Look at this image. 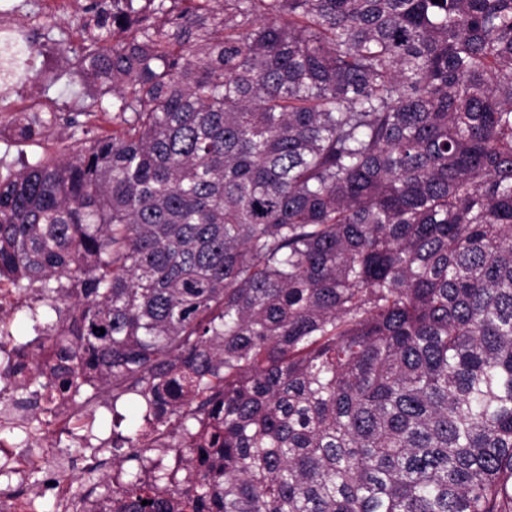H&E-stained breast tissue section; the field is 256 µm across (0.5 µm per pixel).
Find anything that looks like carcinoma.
Masks as SVG:
<instances>
[{"instance_id":"carcinoma-1","label":"carcinoma","mask_w":512,"mask_h":512,"mask_svg":"<svg viewBox=\"0 0 512 512\" xmlns=\"http://www.w3.org/2000/svg\"><path fill=\"white\" fill-rule=\"evenodd\" d=\"M81 28L97 92L9 118L70 143L0 177V276L56 315L20 402L112 392V512H512V0Z\"/></svg>"}]
</instances>
